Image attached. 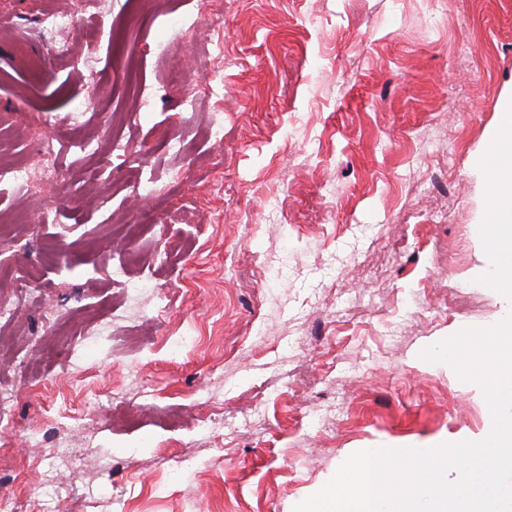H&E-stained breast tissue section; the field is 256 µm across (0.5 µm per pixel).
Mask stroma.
Returning a JSON list of instances; mask_svg holds the SVG:
<instances>
[{
    "label": "stroma",
    "instance_id": "35a3bbf8",
    "mask_svg": "<svg viewBox=\"0 0 512 512\" xmlns=\"http://www.w3.org/2000/svg\"><path fill=\"white\" fill-rule=\"evenodd\" d=\"M59 2L0 0V121L19 157L54 166L57 199L48 222L0 184V211L26 217L0 263L43 284L17 330L26 350L55 349L0 361L14 394L0 497L24 512H293L356 449L481 433L482 393L421 353L505 306L478 280L476 226L479 162L512 100V0H145L136 23L112 0L83 15L89 68L38 34ZM179 17L208 24L182 36ZM177 65L188 85L169 82ZM91 80L92 150L44 152L30 125L68 123ZM129 248L142 263L112 275ZM107 312L109 338L76 344ZM38 429L84 467L48 471ZM47 479L60 500L31 496Z\"/></svg>",
    "mask_w": 512,
    "mask_h": 512
}]
</instances>
